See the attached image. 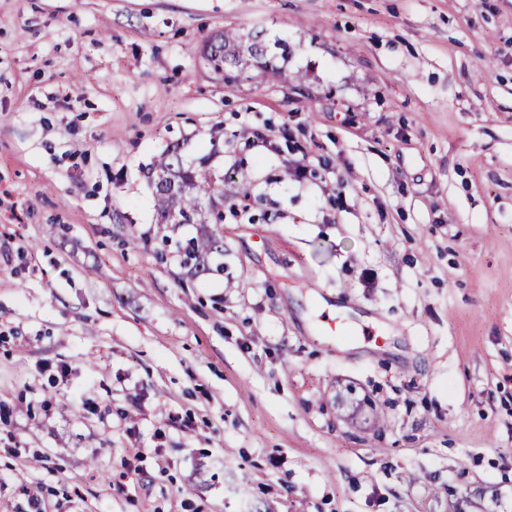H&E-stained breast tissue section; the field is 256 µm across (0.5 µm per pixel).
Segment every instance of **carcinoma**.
<instances>
[{
    "instance_id": "carcinoma-1",
    "label": "carcinoma",
    "mask_w": 512,
    "mask_h": 512,
    "mask_svg": "<svg viewBox=\"0 0 512 512\" xmlns=\"http://www.w3.org/2000/svg\"><path fill=\"white\" fill-rule=\"evenodd\" d=\"M267 53L268 45L258 34L244 39L222 32L205 47V59L228 83L237 82L254 61L260 79L281 80L280 68L266 60ZM211 158L209 153L187 163L182 148L175 144L150 169L158 216L166 222L199 225L196 236L175 242L180 264L191 278L224 273L223 265L211 264L212 255L224 253V173L211 166Z\"/></svg>"
}]
</instances>
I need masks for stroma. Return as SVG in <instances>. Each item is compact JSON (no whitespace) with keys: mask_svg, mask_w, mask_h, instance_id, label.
Here are the masks:
<instances>
[{"mask_svg":"<svg viewBox=\"0 0 512 512\" xmlns=\"http://www.w3.org/2000/svg\"><path fill=\"white\" fill-rule=\"evenodd\" d=\"M0 512H512V0H0ZM205 59L217 72L224 74V81L235 83L238 78L252 66V60L258 64L261 80L280 81L282 72L280 68L265 59L268 53V45L260 38V35L249 34L247 41L230 32H222L211 38L205 47ZM212 154L185 162L179 144L166 150L150 169L156 192V211L161 220L175 224H200L195 237L185 242L176 241L175 249L181 257L180 264L191 278L221 275L224 266L212 265L214 254L224 253V172L215 170ZM175 181L176 192H170V182ZM207 198L210 209L202 215L201 200Z\"/></svg>","mask_w":512,"mask_h":512,"instance_id":"1","label":"stroma"}]
</instances>
